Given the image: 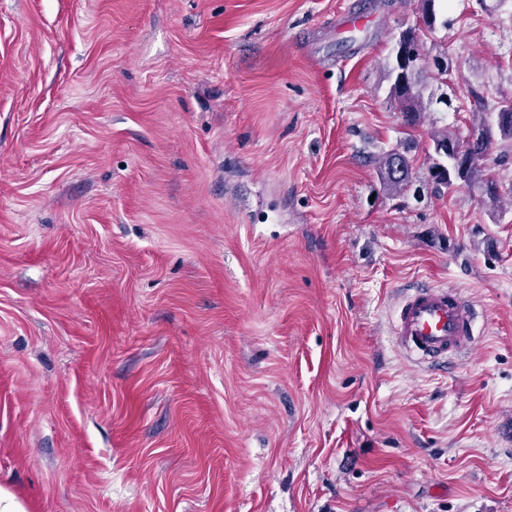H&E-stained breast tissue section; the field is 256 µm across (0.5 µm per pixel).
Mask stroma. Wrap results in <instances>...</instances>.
I'll return each instance as SVG.
<instances>
[{
  "instance_id": "obj_1",
  "label": "stroma",
  "mask_w": 512,
  "mask_h": 512,
  "mask_svg": "<svg viewBox=\"0 0 512 512\" xmlns=\"http://www.w3.org/2000/svg\"><path fill=\"white\" fill-rule=\"evenodd\" d=\"M0 0V488L26 512H512L504 204L435 196L431 135L512 99V0ZM406 142L388 194L373 157ZM460 290L473 350L392 336ZM436 0H419L420 24L409 26L400 33V39L406 42L414 50L417 64L408 62L402 63L395 57L393 63L388 65V78L390 80V98L395 101L405 118V123L414 126L420 119L421 113L425 112L424 91L427 86L424 82L425 74L431 73L435 79L448 72V66L444 64L440 56L432 58V64L436 71L429 70L431 67L429 59L421 58L417 45L421 41L420 32L422 29L433 32L437 23V12L435 9ZM474 314L453 290L420 288L400 299L392 332L410 358L437 365L472 349Z\"/></svg>"
}]
</instances>
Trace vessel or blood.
Returning a JSON list of instances; mask_svg holds the SVG:
<instances>
[{"instance_id": "1", "label": "vessel or blood", "mask_w": 512, "mask_h": 512, "mask_svg": "<svg viewBox=\"0 0 512 512\" xmlns=\"http://www.w3.org/2000/svg\"><path fill=\"white\" fill-rule=\"evenodd\" d=\"M474 314V307L455 291L420 288L400 299L393 334L416 362L437 365L449 354L472 349Z\"/></svg>"}]
</instances>
